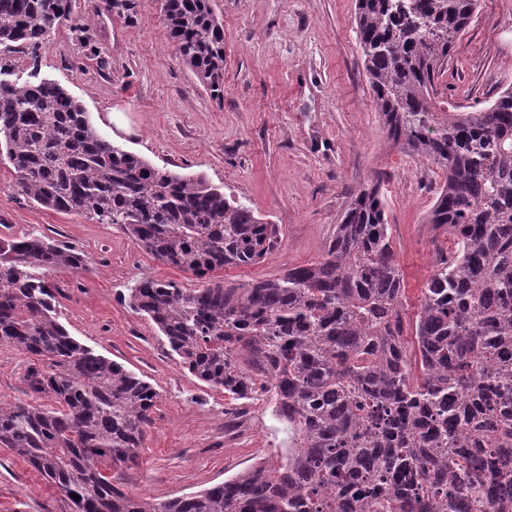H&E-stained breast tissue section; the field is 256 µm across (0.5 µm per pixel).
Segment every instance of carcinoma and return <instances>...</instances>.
Returning a JSON list of instances; mask_svg holds the SVG:
<instances>
[{"label":"carcinoma","instance_id":"carcinoma-1","mask_svg":"<svg viewBox=\"0 0 512 512\" xmlns=\"http://www.w3.org/2000/svg\"><path fill=\"white\" fill-rule=\"evenodd\" d=\"M476 0H356V36L389 141L444 174L427 223L453 248L407 315L379 185L361 188L320 259L245 285L142 279L128 304L189 373L265 397L293 448L160 502L122 489L158 393L84 346L56 312L59 269L88 258L34 233L0 237V345L36 357L0 407V445L74 512H512V84L476 111L435 83ZM169 37L215 97L224 26L212 0H163ZM69 0H0V51L37 47ZM0 157L18 192L113 224L157 260L201 276L255 263L280 231L202 176L109 141L59 83H0ZM80 496L76 501L71 495Z\"/></svg>","mask_w":512,"mask_h":512}]
</instances>
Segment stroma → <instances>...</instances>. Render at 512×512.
I'll list each match as a JSON object with an SVG mask.
<instances>
[{
    "label": "stroma",
    "instance_id": "1",
    "mask_svg": "<svg viewBox=\"0 0 512 512\" xmlns=\"http://www.w3.org/2000/svg\"><path fill=\"white\" fill-rule=\"evenodd\" d=\"M224 24V94L214 98L186 66L163 23L162 0H72L71 19L36 48L0 58L10 79L31 70L67 89L115 145L172 171L205 176L279 225V247L256 264L224 269L248 284L321 258L361 187L380 184L408 297L417 301L451 245L426 221L444 176L383 133L355 34L356 0H213ZM512 84V0H479L436 82L440 99L469 111ZM122 112L128 130L102 121ZM0 159V235L39 231L89 257L92 271L61 269L60 322L81 344L148 381L159 398L133 497L163 501L201 490L291 445L263 400L211 390L171 355L155 325L125 296L151 277L196 285L155 260L117 226L63 214L18 194ZM25 353L0 346V400L26 403ZM0 512H73L71 502L12 450L0 447Z\"/></svg>",
    "mask_w": 512,
    "mask_h": 512
}]
</instances>
